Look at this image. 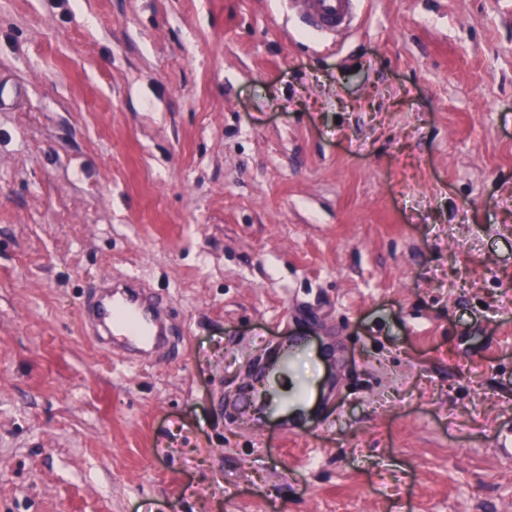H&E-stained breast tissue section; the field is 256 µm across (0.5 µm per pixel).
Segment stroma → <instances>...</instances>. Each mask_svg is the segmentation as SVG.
I'll use <instances>...</instances> for the list:
<instances>
[{
  "label": "stroma",
  "instance_id": "obj_1",
  "mask_svg": "<svg viewBox=\"0 0 512 512\" xmlns=\"http://www.w3.org/2000/svg\"><path fill=\"white\" fill-rule=\"evenodd\" d=\"M0 0V512H512V0ZM144 280L180 357L86 330ZM309 424L234 408L286 337ZM360 0H284L288 13L294 14L302 27L325 41L354 30L360 22Z\"/></svg>",
  "mask_w": 512,
  "mask_h": 512
}]
</instances>
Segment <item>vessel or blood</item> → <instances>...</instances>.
Instances as JSON below:
<instances>
[{"mask_svg":"<svg viewBox=\"0 0 512 512\" xmlns=\"http://www.w3.org/2000/svg\"><path fill=\"white\" fill-rule=\"evenodd\" d=\"M284 3L305 29L326 41L354 30L360 22V0H284ZM81 307L84 325L93 328L121 363L133 364L153 353L177 352L178 331L169 312L136 278L101 276ZM310 345V337L296 336L290 344L273 348L267 367L261 371L270 380L265 398L269 410H278L287 402L289 396L280 392L276 380L292 371L295 351Z\"/></svg>","mask_w":512,"mask_h":512,"instance_id":"vessel-or-blood-1","label":"vessel or blood"}]
</instances>
